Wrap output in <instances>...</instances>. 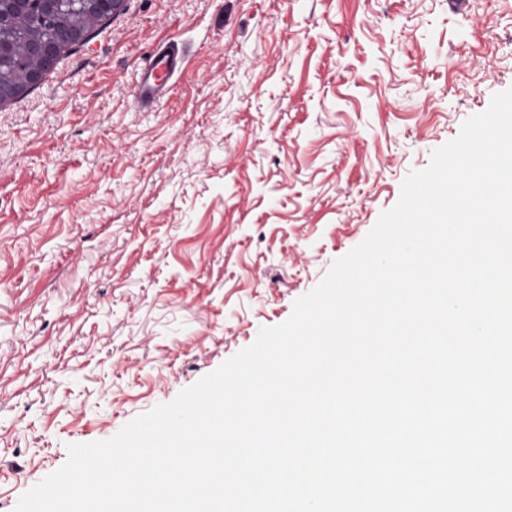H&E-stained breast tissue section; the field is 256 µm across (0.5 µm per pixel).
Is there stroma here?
Wrapping results in <instances>:
<instances>
[{"mask_svg":"<svg viewBox=\"0 0 512 512\" xmlns=\"http://www.w3.org/2000/svg\"><path fill=\"white\" fill-rule=\"evenodd\" d=\"M511 87L512 0H124L0 106V512L284 322ZM183 52L177 43L166 42L152 49L143 60L137 82L136 100L142 107L153 106L167 90L170 81L179 74Z\"/></svg>","mask_w":512,"mask_h":512,"instance_id":"1","label":"stroma"}]
</instances>
